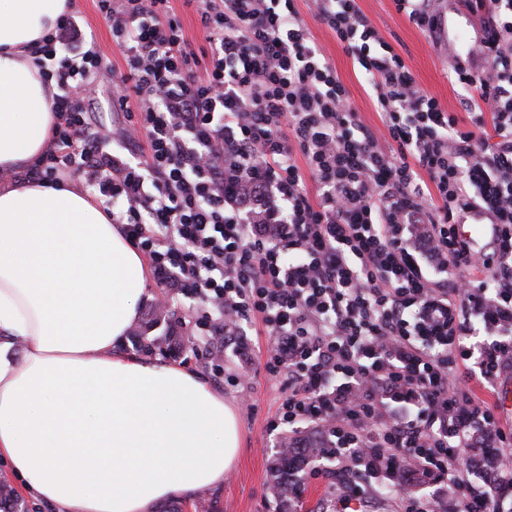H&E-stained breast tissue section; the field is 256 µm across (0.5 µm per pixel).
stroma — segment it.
Here are the masks:
<instances>
[{"label": "stroma", "instance_id": "stroma-1", "mask_svg": "<svg viewBox=\"0 0 512 512\" xmlns=\"http://www.w3.org/2000/svg\"><path fill=\"white\" fill-rule=\"evenodd\" d=\"M357 3L383 39L409 65L419 86L437 96L449 111H460L457 88L448 78L445 59L408 17L396 10L393 0H357ZM71 5L86 39L105 52L112 69L123 72V49L113 41L112 30L99 13L96 0H71ZM296 5L315 42L349 89L361 120L368 125L377 124L379 118L371 91L352 58L334 34L315 19L310 0H297ZM170 309L177 316L173 333L189 340L194 347L193 352L174 357V364L200 373L214 389L221 391L225 402L235 407L240 426V448L233 467L226 473L222 486L206 491L212 512H277L276 502L268 489L269 465L275 457L276 437L269 432L267 420L277 406L278 394L254 352L255 346L265 345V337H242L243 353L228 351V368L249 376L244 386H232L225 383L223 374L217 370L212 347L198 328L205 307L198 301L179 297L171 303ZM243 393L254 403V413H247L240 407L239 396Z\"/></svg>", "mask_w": 512, "mask_h": 512}]
</instances>
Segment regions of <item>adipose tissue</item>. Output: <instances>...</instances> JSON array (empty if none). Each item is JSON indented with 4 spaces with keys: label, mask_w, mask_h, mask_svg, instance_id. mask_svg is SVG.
Listing matches in <instances>:
<instances>
[{
    "label": "adipose tissue",
    "mask_w": 512,
    "mask_h": 512,
    "mask_svg": "<svg viewBox=\"0 0 512 512\" xmlns=\"http://www.w3.org/2000/svg\"><path fill=\"white\" fill-rule=\"evenodd\" d=\"M69 0H0V459L58 512H153L222 485L240 429L194 371L121 352L149 270L75 185L24 172L57 88L35 61Z\"/></svg>",
    "instance_id": "obj_1"
}]
</instances>
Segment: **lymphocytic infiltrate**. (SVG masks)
Instances as JSON below:
<instances>
[{"mask_svg": "<svg viewBox=\"0 0 512 512\" xmlns=\"http://www.w3.org/2000/svg\"><path fill=\"white\" fill-rule=\"evenodd\" d=\"M477 17L466 55L443 37L446 0H394L448 60L470 118L422 90L356 0H313L380 120L362 122L295 0H97L126 68L106 73L75 17L43 40L64 52L52 148L25 173L84 177L165 295L210 311L215 352L261 326L278 392L269 431L319 433L321 465L365 475L337 512L387 493L395 512H500L512 424L490 395L512 368V0H453ZM112 83L125 125L90 123L83 93ZM501 233L484 253L469 215ZM494 469L493 490L471 475ZM173 6L179 15L185 34L195 48L205 46V33L200 25L199 16L195 7L187 8L182 0H172Z\"/></svg>", "mask_w": 512, "mask_h": 512, "instance_id": "obj_1", "label": "lymphocytic infiltrate"}]
</instances>
